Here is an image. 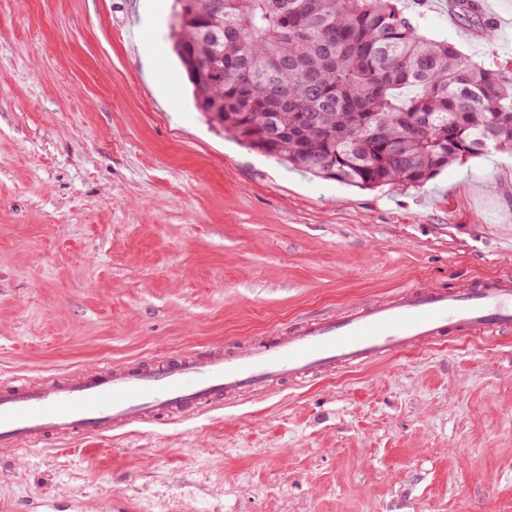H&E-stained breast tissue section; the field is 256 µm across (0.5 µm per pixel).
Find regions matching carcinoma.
Masks as SVG:
<instances>
[{"label": "carcinoma", "mask_w": 512, "mask_h": 512, "mask_svg": "<svg viewBox=\"0 0 512 512\" xmlns=\"http://www.w3.org/2000/svg\"><path fill=\"white\" fill-rule=\"evenodd\" d=\"M451 2L487 31L475 0ZM213 14L176 0L174 50L197 109L253 151L361 190L512 151V55L463 58L408 0H224V40L206 42Z\"/></svg>", "instance_id": "cac0c4a2"}]
</instances>
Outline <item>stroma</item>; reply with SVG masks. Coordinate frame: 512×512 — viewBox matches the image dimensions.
I'll list each match as a JSON object with an SVG mask.
<instances>
[{"label": "stroma", "instance_id": "1", "mask_svg": "<svg viewBox=\"0 0 512 512\" xmlns=\"http://www.w3.org/2000/svg\"><path fill=\"white\" fill-rule=\"evenodd\" d=\"M504 23L426 10L476 61ZM173 0H0V379L152 359L402 286L512 270V154L361 190L250 151L195 108ZM86 512H512V335L343 370L223 414L0 450V504ZM81 507V501L72 496L62 500L56 497L42 496L37 500L21 504L15 510L20 512H79L78 509Z\"/></svg>", "mask_w": 512, "mask_h": 512}]
</instances>
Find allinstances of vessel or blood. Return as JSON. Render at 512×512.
I'll list each match as a JSON object with an SVG mask.
<instances>
[{
    "label": "vessel or blood",
    "instance_id": "1",
    "mask_svg": "<svg viewBox=\"0 0 512 512\" xmlns=\"http://www.w3.org/2000/svg\"><path fill=\"white\" fill-rule=\"evenodd\" d=\"M512 333V275L462 288L409 285L391 299L301 319L232 347H192L161 359L0 382V449L24 452L135 425H170L229 408L240 393L306 383L448 341ZM76 498L43 496L19 512H78Z\"/></svg>",
    "mask_w": 512,
    "mask_h": 512
}]
</instances>
